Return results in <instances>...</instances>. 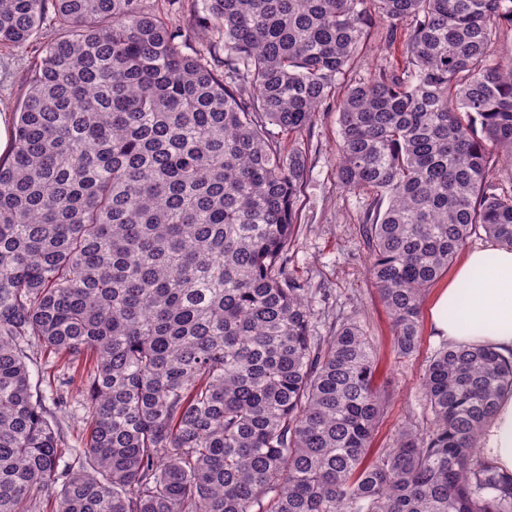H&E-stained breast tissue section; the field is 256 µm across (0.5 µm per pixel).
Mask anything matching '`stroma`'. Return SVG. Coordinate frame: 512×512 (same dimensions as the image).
Masks as SVG:
<instances>
[{
    "label": "stroma",
    "mask_w": 512,
    "mask_h": 512,
    "mask_svg": "<svg viewBox=\"0 0 512 512\" xmlns=\"http://www.w3.org/2000/svg\"><path fill=\"white\" fill-rule=\"evenodd\" d=\"M49 34L45 27L25 45L0 48V112H16L26 93L25 77L40 43ZM402 63L400 45L388 43L384 25L376 22L369 28L351 71L358 78ZM338 140V113L335 102L330 101L320 107L310 132L300 139L308 155L309 171L298 195V223L288 250L287 270L289 276L314 290L310 300L317 313L318 335H329L336 326L354 321L372 338L377 382L388 399L371 439L370 449L376 452L392 447L403 429L422 432L427 427L429 405L419 382L430 357L441 346L440 340L432 336L427 319L438 287L425 292L416 351L400 356L392 321L366 275L369 251L362 232L365 200L343 192L337 185ZM29 355L31 380L42 393L47 410L69 447H82L86 438L81 421L85 389L79 376L40 350H30Z\"/></svg>",
    "instance_id": "obj_1"
}]
</instances>
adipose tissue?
<instances>
[{"instance_id": "obj_1", "label": "adipose tissue", "mask_w": 512, "mask_h": 512, "mask_svg": "<svg viewBox=\"0 0 512 512\" xmlns=\"http://www.w3.org/2000/svg\"><path fill=\"white\" fill-rule=\"evenodd\" d=\"M430 322L435 336L448 343L490 345L512 353V248L468 253L439 293ZM482 452L512 471V397L499 403Z\"/></svg>"}]
</instances>
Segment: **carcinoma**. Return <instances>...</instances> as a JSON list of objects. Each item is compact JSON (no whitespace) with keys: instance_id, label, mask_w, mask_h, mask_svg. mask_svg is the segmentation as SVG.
Masks as SVG:
<instances>
[{"instance_id":"carcinoma-1","label":"carcinoma","mask_w":512,"mask_h":512,"mask_svg":"<svg viewBox=\"0 0 512 512\" xmlns=\"http://www.w3.org/2000/svg\"><path fill=\"white\" fill-rule=\"evenodd\" d=\"M406 67L336 101L340 189L369 194V278L403 356L423 296L480 226L512 248V0H373ZM0 0V46L46 18L0 159V512H512L477 440L512 358L440 347L423 432L370 460L385 408L355 322L318 336L288 276L308 156L296 137L364 43V0ZM210 40L194 47L191 32ZM84 351L78 465L26 348Z\"/></svg>"}]
</instances>
